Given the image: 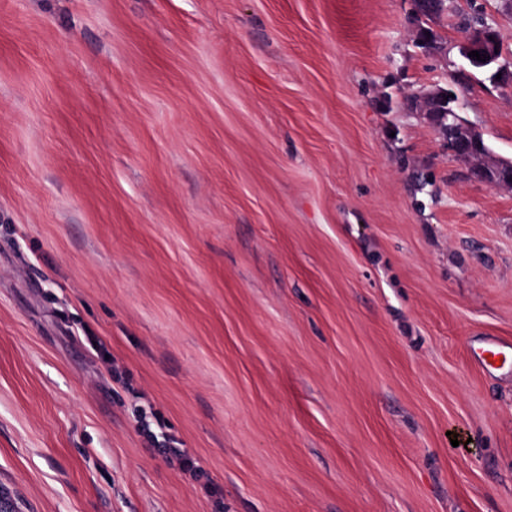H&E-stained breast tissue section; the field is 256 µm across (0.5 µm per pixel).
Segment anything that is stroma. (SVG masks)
I'll return each instance as SVG.
<instances>
[{"instance_id":"35a3bbf8","label":"stroma","mask_w":512,"mask_h":512,"mask_svg":"<svg viewBox=\"0 0 512 512\" xmlns=\"http://www.w3.org/2000/svg\"><path fill=\"white\" fill-rule=\"evenodd\" d=\"M502 0H0L19 512H512V189L412 100ZM512 157V88L455 84ZM199 458L184 474L140 412Z\"/></svg>"}]
</instances>
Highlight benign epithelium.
<instances>
[{
  "label": "benign epithelium",
  "mask_w": 512,
  "mask_h": 512,
  "mask_svg": "<svg viewBox=\"0 0 512 512\" xmlns=\"http://www.w3.org/2000/svg\"><path fill=\"white\" fill-rule=\"evenodd\" d=\"M419 44L427 51L447 53L443 43L429 28L420 27L417 31ZM463 63L489 73L493 82L512 85V63H503L502 52L496 33L491 24L482 22L470 26L458 45ZM471 51L486 54L490 59L482 62L468 56ZM417 107L436 131L444 137L454 156L473 163L472 176L483 184L492 187H512V158L494 155L482 133L468 124L461 116L462 105L455 89L448 86H435L425 91L418 100Z\"/></svg>",
  "instance_id": "7a95c632"
}]
</instances>
